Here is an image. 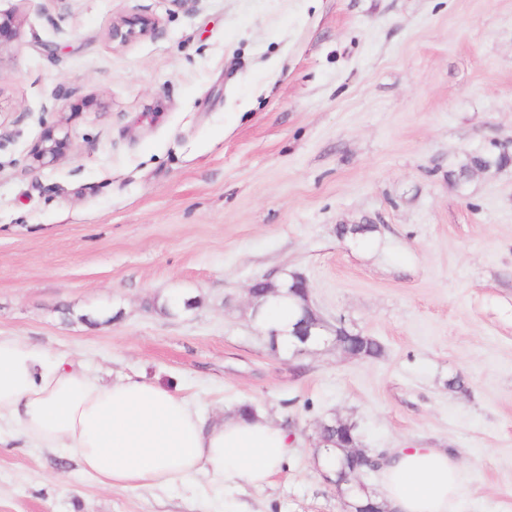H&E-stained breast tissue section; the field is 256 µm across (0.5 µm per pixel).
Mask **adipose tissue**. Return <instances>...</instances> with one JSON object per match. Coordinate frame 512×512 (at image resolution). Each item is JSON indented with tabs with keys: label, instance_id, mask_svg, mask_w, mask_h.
<instances>
[{
	"label": "adipose tissue",
	"instance_id": "obj_1",
	"mask_svg": "<svg viewBox=\"0 0 512 512\" xmlns=\"http://www.w3.org/2000/svg\"><path fill=\"white\" fill-rule=\"evenodd\" d=\"M1 423L74 456L109 489L204 476L216 506L240 483L268 485L293 446L264 415L208 421L179 392L143 377L100 383L18 337L0 336ZM381 471L392 512H456L458 464L447 449L389 448Z\"/></svg>",
	"mask_w": 512,
	"mask_h": 512
}]
</instances>
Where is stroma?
<instances>
[{"label":"stroma","instance_id":"obj_1","mask_svg":"<svg viewBox=\"0 0 512 512\" xmlns=\"http://www.w3.org/2000/svg\"><path fill=\"white\" fill-rule=\"evenodd\" d=\"M0 336L202 414L245 404L295 448L227 512H344L315 427L451 450L458 512H512V0H0ZM149 17L117 46L113 20ZM70 114L68 155L29 152ZM298 273L381 357L272 352L256 278ZM192 300L164 311L163 302ZM462 378L463 388L449 387ZM101 487L0 429V512H212L204 478ZM511 157L484 154L482 152L467 153L463 156V159L460 162L457 176L464 177L468 172L476 167H481L483 170H489L488 172L500 170L509 165L512 159Z\"/></svg>","mask_w":512,"mask_h":512}]
</instances>
